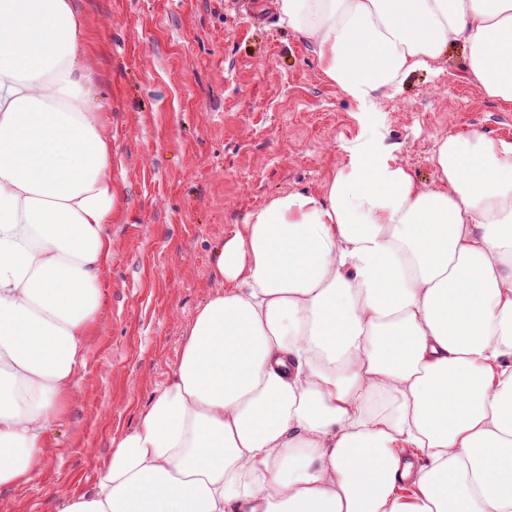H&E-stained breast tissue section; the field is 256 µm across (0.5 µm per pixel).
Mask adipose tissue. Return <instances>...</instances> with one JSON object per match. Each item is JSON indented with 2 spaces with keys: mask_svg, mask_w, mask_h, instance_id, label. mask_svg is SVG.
<instances>
[{
  "mask_svg": "<svg viewBox=\"0 0 512 512\" xmlns=\"http://www.w3.org/2000/svg\"><path fill=\"white\" fill-rule=\"evenodd\" d=\"M274 6L358 102L458 46L512 103V0ZM84 45L74 0H0V491L34 475L110 256ZM432 160L431 186L360 157L248 215L176 370L61 512H512V142L449 133Z\"/></svg>",
  "mask_w": 512,
  "mask_h": 512,
  "instance_id": "ef3b65f1",
  "label": "adipose tissue"
}]
</instances>
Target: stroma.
I'll list each match as a JSON object with an SVG mask.
<instances>
[{
	"label": "stroma",
	"instance_id": "35a3bbf8",
	"mask_svg": "<svg viewBox=\"0 0 512 512\" xmlns=\"http://www.w3.org/2000/svg\"><path fill=\"white\" fill-rule=\"evenodd\" d=\"M81 59L112 148L110 259L83 365L35 477L0 512H60L90 491L176 368L196 309L219 284L214 251L289 191H321L355 158L402 162L424 184L448 131L512 141V104L467 78L459 50L359 104L325 81L273 0H77Z\"/></svg>",
	"mask_w": 512,
	"mask_h": 512
}]
</instances>
